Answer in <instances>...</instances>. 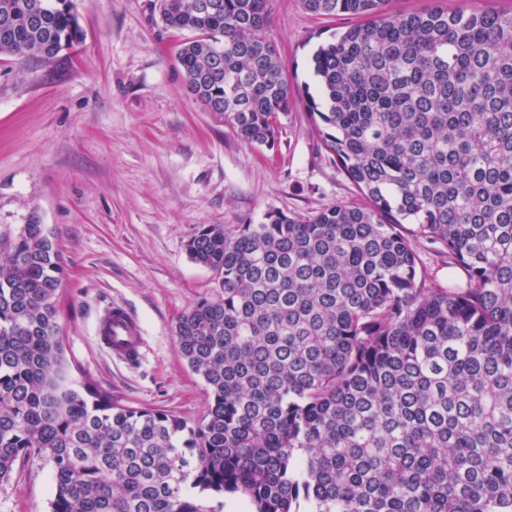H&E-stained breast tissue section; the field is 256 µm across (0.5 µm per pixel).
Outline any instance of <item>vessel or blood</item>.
<instances>
[{
    "label": "vessel or blood",
    "instance_id": "1",
    "mask_svg": "<svg viewBox=\"0 0 512 512\" xmlns=\"http://www.w3.org/2000/svg\"><path fill=\"white\" fill-rule=\"evenodd\" d=\"M95 337L97 343L114 359L133 363L141 355V322L122 304H113L100 317L95 327Z\"/></svg>",
    "mask_w": 512,
    "mask_h": 512
}]
</instances>
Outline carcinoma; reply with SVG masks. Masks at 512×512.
Here are the masks:
<instances>
[{
  "label": "carcinoma",
  "mask_w": 512,
  "mask_h": 512,
  "mask_svg": "<svg viewBox=\"0 0 512 512\" xmlns=\"http://www.w3.org/2000/svg\"><path fill=\"white\" fill-rule=\"evenodd\" d=\"M158 0L186 86L272 149L292 102L271 0ZM302 0L360 22L313 53V131L366 204L205 224L212 295L178 317L206 386L189 425L119 407L64 355L58 250L36 214L0 242V481L52 466L51 512H512V12ZM82 39L73 0H0V55ZM413 228L408 229L406 225ZM465 274L443 286L415 242Z\"/></svg>",
  "instance_id": "1"
}]
</instances>
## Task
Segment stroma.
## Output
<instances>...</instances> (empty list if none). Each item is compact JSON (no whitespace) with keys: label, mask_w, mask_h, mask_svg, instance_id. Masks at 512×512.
<instances>
[{"label":"stroma","mask_w":512,"mask_h":512,"mask_svg":"<svg viewBox=\"0 0 512 512\" xmlns=\"http://www.w3.org/2000/svg\"><path fill=\"white\" fill-rule=\"evenodd\" d=\"M82 40L51 63L0 59V238L37 214L64 271L57 322L65 356L129 407L187 423L205 414V384L182 358L177 318L215 289L188 240L204 224L261 223L362 198L311 130L306 89L315 47L353 25L301 0H273L271 34L288 65L291 108L274 149L249 145L188 92L155 0H74ZM142 322L134 365L94 338L112 303ZM42 459L0 482V512H51Z\"/></svg>","instance_id":"stroma-1"}]
</instances>
